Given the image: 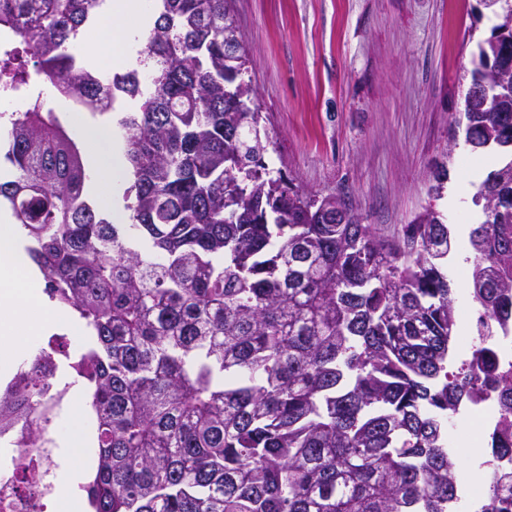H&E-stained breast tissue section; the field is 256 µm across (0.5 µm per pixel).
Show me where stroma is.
<instances>
[{"instance_id":"35a3bbf8","label":"stroma","mask_w":512,"mask_h":512,"mask_svg":"<svg viewBox=\"0 0 512 512\" xmlns=\"http://www.w3.org/2000/svg\"><path fill=\"white\" fill-rule=\"evenodd\" d=\"M272 137L265 160L313 195L344 198L385 238L426 207L466 242L492 163L454 137L477 41L479 0H234ZM448 167L455 197L431 195Z\"/></svg>"}]
</instances>
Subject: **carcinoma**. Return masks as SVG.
I'll return each mask as SVG.
<instances>
[{
    "mask_svg": "<svg viewBox=\"0 0 512 512\" xmlns=\"http://www.w3.org/2000/svg\"><path fill=\"white\" fill-rule=\"evenodd\" d=\"M106 2L0 0V92H26L23 111L0 112V207L49 300L91 336L73 352L52 337L17 372L24 389L0 388V428L54 443L38 427L57 405L51 367L89 392L92 512H451L448 419L474 399L467 375L496 394L507 455L512 376L483 342L448 371L449 225L431 207L394 240L327 224L269 169L261 112L241 106L254 91L231 0H158L140 68L108 76L77 53ZM120 97L134 106L118 119L131 185L116 223L62 113L105 116ZM465 118V144L498 155L467 241L487 337L512 320V100H467Z\"/></svg>",
    "mask_w": 512,
    "mask_h": 512,
    "instance_id": "cac0c4a2",
    "label": "carcinoma"
}]
</instances>
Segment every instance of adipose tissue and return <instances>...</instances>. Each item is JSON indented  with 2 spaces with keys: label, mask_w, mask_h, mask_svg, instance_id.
I'll list each match as a JSON object with an SVG mask.
<instances>
[{
  "label": "adipose tissue",
  "mask_w": 512,
  "mask_h": 512,
  "mask_svg": "<svg viewBox=\"0 0 512 512\" xmlns=\"http://www.w3.org/2000/svg\"><path fill=\"white\" fill-rule=\"evenodd\" d=\"M150 0H112L110 19L101 32V48L117 51L122 65L135 63L140 33L152 20ZM90 159V185L101 203L113 206L121 188L125 159L108 128L90 125L83 113L71 115ZM42 281L7 213L0 211V380L9 378L37 336L65 322L64 313L46 301ZM63 443L80 460L65 477L68 491L55 512H88L78 489L90 466V433L83 414H74L60 430Z\"/></svg>",
  "instance_id": "ef3b65f1"
}]
</instances>
